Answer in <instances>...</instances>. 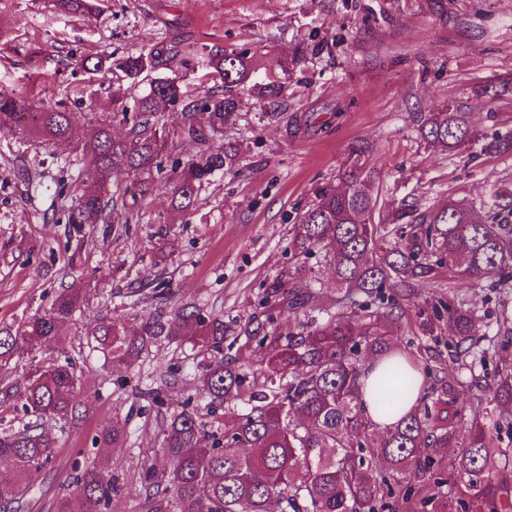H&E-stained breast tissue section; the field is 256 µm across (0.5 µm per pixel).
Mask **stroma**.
<instances>
[{
  "mask_svg": "<svg viewBox=\"0 0 512 512\" xmlns=\"http://www.w3.org/2000/svg\"><path fill=\"white\" fill-rule=\"evenodd\" d=\"M109 7L110 21L100 23L67 17L52 0H0V29L10 35L0 45V91L63 103L88 139L92 117L111 116L112 100L99 75L82 68L85 59L163 40L243 51L258 62L297 53L303 60L280 78L281 121L260 119L258 104L242 96L224 131L239 162L215 173L184 212L173 210L164 173L136 206H121L124 175L110 187L118 205L105 221L75 229L66 218L85 173L79 155L0 129V327L44 312L65 288L85 295L61 344L0 364V382L19 384L34 365L66 353L88 395L87 414L59 431L53 459L19 512H54L78 451L115 425L126 439L103 451L119 477L112 512H147L139 472L146 463L163 468L169 415L186 404L203 416L224 414L209 411L195 389L205 358L190 345L162 337L132 368L104 365L84 340L99 318L134 333L149 318L170 323L184 309L220 317L225 357L253 377L266 355L258 337L303 315L274 294L299 263L317 277L313 305L337 312L328 265L317 252L296 256L293 226L354 147H365L387 211L436 209L455 198L512 224V199L501 194L512 187V154L477 144L451 152L419 135L425 115L447 106L490 132L512 122V0H109ZM447 285L495 335L501 303L512 306L508 289L443 277L420 288L409 311ZM157 288L164 298H154ZM150 389L161 404L144 400Z\"/></svg>",
  "mask_w": 512,
  "mask_h": 512,
  "instance_id": "obj_1",
  "label": "stroma"
}]
</instances>
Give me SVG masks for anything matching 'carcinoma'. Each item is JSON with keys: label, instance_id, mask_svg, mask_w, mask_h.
Here are the masks:
<instances>
[{"label": "carcinoma", "instance_id": "obj_1", "mask_svg": "<svg viewBox=\"0 0 512 512\" xmlns=\"http://www.w3.org/2000/svg\"><path fill=\"white\" fill-rule=\"evenodd\" d=\"M62 12L97 20L100 0H54ZM195 63L213 81L188 94L163 70ZM277 59L264 77L244 52H213L206 46L175 42L135 54H104L92 70L125 82L124 95L113 97L112 120H102L96 136L75 140L74 113L57 104L45 106L0 92V126L13 127L54 147L81 152L89 169L69 224L102 220L112 177H135L132 200L145 192L153 171L163 170L175 146L192 141L200 154L181 164L173 159L172 206L189 209L194 196L217 171L238 162L235 146L224 144V128L238 111L237 90L270 112L281 92L277 72L296 64ZM175 110L180 120L163 121ZM125 124L122 138L114 123ZM422 138L450 150L483 142V150L512 154V131L485 135L465 112H431L421 123ZM373 170L364 149L353 150L338 183L317 191V199L293 229L299 254L324 253L342 298L357 308L324 311L327 319L298 321L288 333L263 336L267 361L260 376L247 382L233 362H224V321L182 310L172 326L155 319L137 336L112 320L87 332L92 349L114 366L135 364L161 336L178 337L211 361L198 376L210 405L224 407V426H210L190 404L170 417L162 453L167 467L144 465L141 483L148 512H512V367L492 380L475 373L491 347L480 318L453 293H439L416 313L425 336L448 327V366L419 363L393 341L406 317L403 303L443 271L497 291L512 288V225L483 223L473 208L455 200L425 212L405 209L383 213ZM312 297L306 271L297 273L288 305L303 308ZM78 290H64L49 310L17 329L0 331V361L58 339L63 325L81 307ZM467 368L469 389L481 393L465 413L458 406L455 373ZM374 370V414L392 421L375 442L372 421L361 398V378ZM80 377L70 362L57 360L32 368L17 397L35 420L16 433L0 435V458L12 463L14 477L0 485V502L21 503L37 473L53 459L56 425L76 417L85 406ZM434 448H456L451 466L433 458ZM73 470L75 489L61 494L56 512H112L118 477L84 460ZM415 473L418 483L407 480Z\"/></svg>", "mask_w": 512, "mask_h": 512}]
</instances>
